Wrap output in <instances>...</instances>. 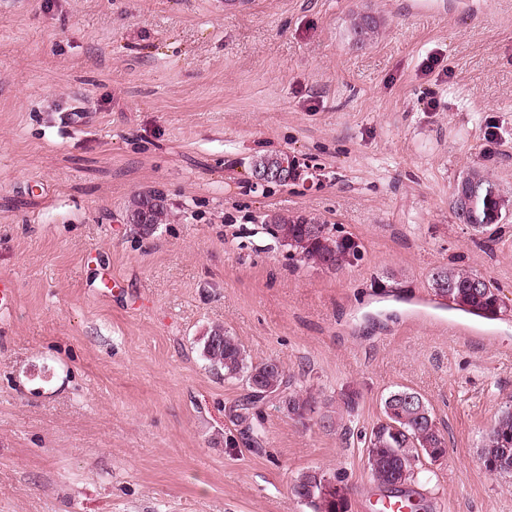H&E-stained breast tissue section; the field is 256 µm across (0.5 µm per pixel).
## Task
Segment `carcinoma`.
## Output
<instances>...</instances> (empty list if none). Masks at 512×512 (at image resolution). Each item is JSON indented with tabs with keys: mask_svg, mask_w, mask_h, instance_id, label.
<instances>
[{
	"mask_svg": "<svg viewBox=\"0 0 512 512\" xmlns=\"http://www.w3.org/2000/svg\"><path fill=\"white\" fill-rule=\"evenodd\" d=\"M374 17L358 14L352 19L351 32L356 42L363 44L377 32ZM464 186L468 191L482 190L488 185L496 189L494 198L470 196L468 203L453 209L459 222L477 224L482 232L493 224L500 223L509 212L512 200L500 186L480 166L468 168L457 181L456 186ZM168 208L163 198L157 194L145 193L135 197L129 210V223L148 233L147 225L159 226L166 223ZM272 237L288 248L302 261L315 265L331 262L330 269L336 270L354 264L361 259L359 245L351 238L337 234L336 227L318 219L304 217L274 216L270 218ZM431 284L442 280L452 286V304L449 308L460 310L478 317L493 319L502 313V302L493 288L485 285L471 287L475 272L461 266H443L434 271ZM203 357L209 367L224 372L229 378H240L245 384L256 380L268 395L277 400L289 413L300 418L312 411L309 400L293 393L285 370L271 368L269 362L254 363L248 359L246 351L236 337L230 335L224 326L215 324L204 336ZM393 394H408L409 401L384 400V419L376 424L366 438L368 453L367 465L373 479L386 488L398 476L399 486L390 490L388 498L402 503V507L412 512H426L423 497L411 494L409 487L418 482L419 465L424 460L436 461L446 455V439L440 431L432 410L424 397L413 390L404 388ZM267 400L248 396L236 420L251 428L261 423ZM438 450L431 456L426 449ZM512 449V407L503 409L494 424L486 433L478 450L479 460L484 470L492 476L511 475L512 461L500 463L503 449ZM298 498L308 497L307 505L312 512H349L350 504L341 486L332 492H323L317 484V471L301 473L293 484Z\"/></svg>",
	"mask_w": 512,
	"mask_h": 512,
	"instance_id": "1",
	"label": "carcinoma"
}]
</instances>
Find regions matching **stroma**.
<instances>
[{"mask_svg": "<svg viewBox=\"0 0 512 512\" xmlns=\"http://www.w3.org/2000/svg\"><path fill=\"white\" fill-rule=\"evenodd\" d=\"M262 154L296 183L255 186ZM473 165L512 197V0H0V512H311L312 469L376 512L356 434L401 388L448 441L414 486L428 512H512L478 458L512 405V216L455 218ZM149 192L169 219L145 235L127 210ZM274 214L361 260L300 262ZM451 262L503 301L485 335L431 289ZM218 323L314 412L273 401L244 434V381L202 356ZM377 21L373 16L357 14L351 23V32L357 43L364 44L377 32ZM272 237L302 261L336 270L361 259L359 245L350 237L339 235L333 224L304 217L274 216L270 218Z\"/></svg>", "mask_w": 512, "mask_h": 512, "instance_id": "stroma-1", "label": "stroma"}]
</instances>
